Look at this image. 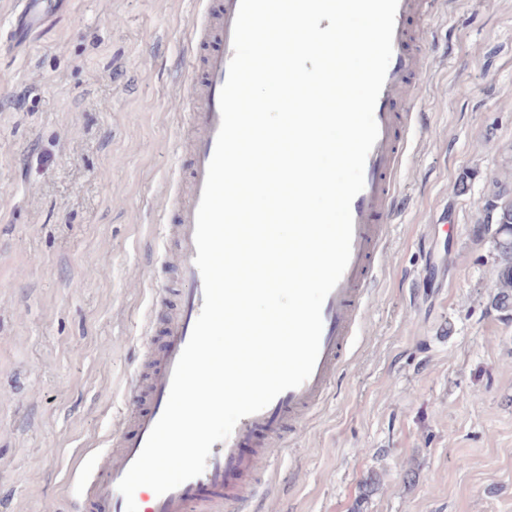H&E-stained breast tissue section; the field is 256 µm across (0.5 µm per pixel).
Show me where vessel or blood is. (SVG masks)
Listing matches in <instances>:
<instances>
[{
	"mask_svg": "<svg viewBox=\"0 0 512 512\" xmlns=\"http://www.w3.org/2000/svg\"><path fill=\"white\" fill-rule=\"evenodd\" d=\"M70 0H14L7 37L27 45L41 34ZM447 0H399L393 55L375 106L378 139L365 164V186L351 203L354 221L350 262L322 307L320 354L311 377L284 391L261 412L242 418L227 441L213 444L204 473L176 489L156 495L136 491L138 512H246L258 480L273 476L288 436L301 432L328 401L362 327L366 300L383 268V256L396 220L401 175L408 147L419 124L416 104L424 93L419 80L429 53L422 23L435 17ZM239 0H221L217 13L203 12L193 29L204 48L200 103L183 118L193 133L189 185L177 205L173 240L163 243L164 264L179 273V304L167 318L160 349H146L148 374H132L125 386L127 409L113 429L109 445L80 479L76 512H125L117 485L134 462L166 405L175 364L203 305L202 277L194 264L195 220L208 163L221 122L219 95L233 55V25Z\"/></svg>",
	"mask_w": 512,
	"mask_h": 512,
	"instance_id": "1",
	"label": "vessel or blood"
}]
</instances>
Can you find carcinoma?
I'll return each mask as SVG.
<instances>
[{"label": "carcinoma", "instance_id": "carcinoma-1", "mask_svg": "<svg viewBox=\"0 0 512 512\" xmlns=\"http://www.w3.org/2000/svg\"><path fill=\"white\" fill-rule=\"evenodd\" d=\"M496 209L497 232L491 234L486 227L474 225L478 238L490 236L493 254L497 262V291L491 299V306L503 313L512 311V188L498 187L492 194Z\"/></svg>", "mask_w": 512, "mask_h": 512}]
</instances>
